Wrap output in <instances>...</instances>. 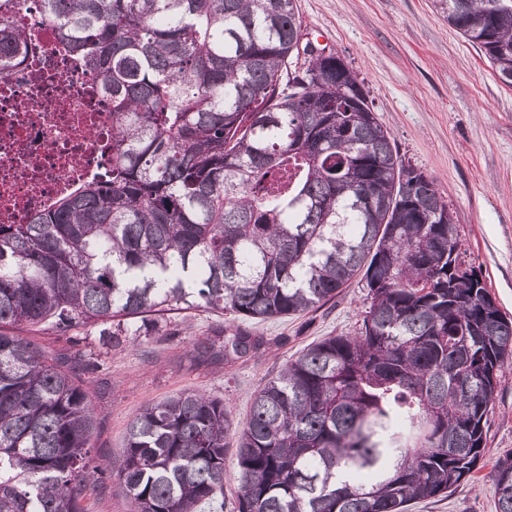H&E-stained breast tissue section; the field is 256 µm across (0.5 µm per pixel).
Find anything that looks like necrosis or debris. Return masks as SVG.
<instances>
[{"instance_id":"4bbe7bcc","label":"necrosis or debris","mask_w":512,"mask_h":512,"mask_svg":"<svg viewBox=\"0 0 512 512\" xmlns=\"http://www.w3.org/2000/svg\"><path fill=\"white\" fill-rule=\"evenodd\" d=\"M11 23L31 51L0 63V223L24 224L106 167L112 104L100 77L60 50L42 0H22Z\"/></svg>"}]
</instances>
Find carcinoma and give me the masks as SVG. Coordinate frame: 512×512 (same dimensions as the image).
Listing matches in <instances>:
<instances>
[{
  "label": "carcinoma",
  "mask_w": 512,
  "mask_h": 512,
  "mask_svg": "<svg viewBox=\"0 0 512 512\" xmlns=\"http://www.w3.org/2000/svg\"><path fill=\"white\" fill-rule=\"evenodd\" d=\"M0 0V53L26 34ZM61 48L112 95V168L0 224V512H83L90 390L26 325L146 333L173 309L228 315L201 356L243 358L245 328L317 310L356 276L355 335L309 346L254 396L181 393L129 424L112 466L133 512H408L483 459L512 319L482 274L448 264L458 226L432 178L394 152L344 60L300 43L296 0H43ZM512 86V0H436ZM457 449L448 450V438ZM512 512V458L492 470ZM228 447L224 452V501L226 503L224 512H231V504L233 503L236 491L234 474L236 473L237 460L233 441H230Z\"/></svg>",
  "instance_id": "obj_1"
}]
</instances>
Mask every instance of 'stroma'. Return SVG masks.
<instances>
[{
    "instance_id": "stroma-1",
    "label": "stroma",
    "mask_w": 512,
    "mask_h": 512,
    "mask_svg": "<svg viewBox=\"0 0 512 512\" xmlns=\"http://www.w3.org/2000/svg\"><path fill=\"white\" fill-rule=\"evenodd\" d=\"M311 39L334 50L363 81L368 103L392 147L433 178L458 224L462 257L475 267L512 319V87L494 75L480 50L448 25L434 0H297ZM368 290L353 282L317 311L254 325L265 348L233 362L198 359L194 343L224 326V314L175 310L159 331L100 345L98 330L78 326L32 336L55 358L79 367V355L101 357L86 374L97 413L94 460L116 461L130 422L147 405L183 392L223 399L234 421L250 412L256 392L304 349L361 325ZM512 455V365L503 371L487 428L485 456L473 480L448 497L410 512H496L491 471ZM85 512H132L113 477L99 479Z\"/></svg>"
}]
</instances>
